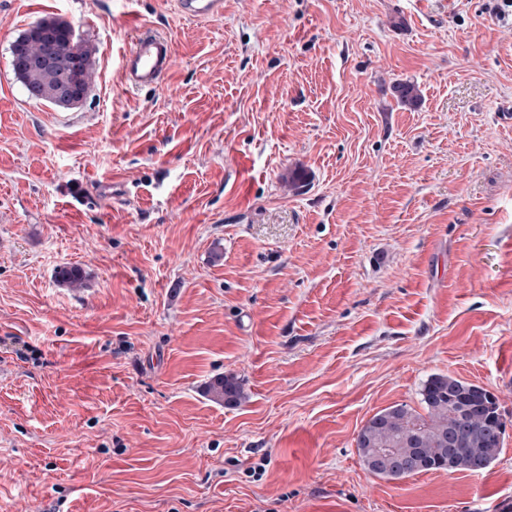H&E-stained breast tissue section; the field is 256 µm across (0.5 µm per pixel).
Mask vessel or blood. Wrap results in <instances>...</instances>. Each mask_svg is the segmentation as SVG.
<instances>
[{"instance_id": "b4317fda", "label": "vessel or blood", "mask_w": 512, "mask_h": 512, "mask_svg": "<svg viewBox=\"0 0 512 512\" xmlns=\"http://www.w3.org/2000/svg\"><path fill=\"white\" fill-rule=\"evenodd\" d=\"M176 4L179 13L189 19L207 20L224 14V0H176ZM173 60V42L166 34L141 32L121 58L123 80L132 89L155 88L171 70Z\"/></svg>"}]
</instances>
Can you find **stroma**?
<instances>
[{"mask_svg": "<svg viewBox=\"0 0 512 512\" xmlns=\"http://www.w3.org/2000/svg\"><path fill=\"white\" fill-rule=\"evenodd\" d=\"M500 4L224 0L197 21L174 0H0V512H480L512 495ZM49 17L96 50L74 108L29 98L12 68ZM143 28L175 59L133 91L120 57ZM435 373L497 396L500 455L374 476L358 432ZM222 376L244 401L209 392Z\"/></svg>", "mask_w": 512, "mask_h": 512, "instance_id": "stroma-1", "label": "stroma"}]
</instances>
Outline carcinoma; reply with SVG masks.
Here are the masks:
<instances>
[{"instance_id": "1", "label": "carcinoma", "mask_w": 512, "mask_h": 512, "mask_svg": "<svg viewBox=\"0 0 512 512\" xmlns=\"http://www.w3.org/2000/svg\"><path fill=\"white\" fill-rule=\"evenodd\" d=\"M42 24L59 28L54 66L46 71L17 70L15 75L24 88L38 90L41 100L61 107L55 93L59 76L73 70L87 89L96 61L85 46L73 61L68 23L50 18ZM210 392L231 405L244 397L240 383L227 376L216 379ZM420 404L422 414L407 404H395L364 424L356 444L371 474L398 480L437 470L481 473L499 456L506 422L489 390L436 373L423 383Z\"/></svg>"}]
</instances>
